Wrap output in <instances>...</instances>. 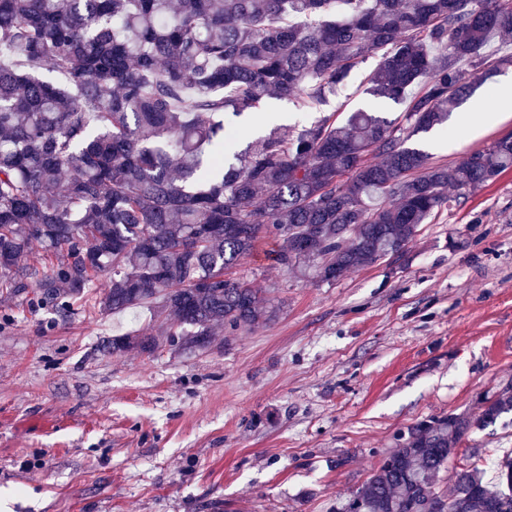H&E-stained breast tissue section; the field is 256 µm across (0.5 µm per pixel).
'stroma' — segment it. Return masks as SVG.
<instances>
[{"label":"stroma","mask_w":512,"mask_h":512,"mask_svg":"<svg viewBox=\"0 0 512 512\" xmlns=\"http://www.w3.org/2000/svg\"><path fill=\"white\" fill-rule=\"evenodd\" d=\"M371 57L332 97L337 123L378 108ZM512 66L460 104L473 122ZM267 100L243 133L311 122ZM512 135V117L459 138L415 136L433 163ZM261 246L233 275L281 301L272 323L184 353H112L152 312L112 313L0 290V512H331L394 435L473 410L512 382V171L422 225L396 258L332 283L281 270Z\"/></svg>","instance_id":"stroma-1"}]
</instances>
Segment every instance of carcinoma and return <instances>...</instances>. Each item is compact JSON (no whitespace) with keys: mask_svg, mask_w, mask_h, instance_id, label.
<instances>
[{"mask_svg":"<svg viewBox=\"0 0 512 512\" xmlns=\"http://www.w3.org/2000/svg\"><path fill=\"white\" fill-rule=\"evenodd\" d=\"M511 35L512 0H0V288L167 314L114 352L206 350L222 327L273 322L278 303L226 276L259 245L330 283L401 254L456 205L448 187L512 170V136L449 168L408 145L491 60L512 64L491 51ZM369 55L370 95L405 103L401 124L359 110L227 142L226 113L320 105ZM34 243L51 272L23 262ZM508 413L506 387L408 427L335 512H512L511 453L492 478L476 452L455 462L463 437Z\"/></svg>","mask_w":512,"mask_h":512,"instance_id":"cac0c4a2","label":"carcinoma"}]
</instances>
